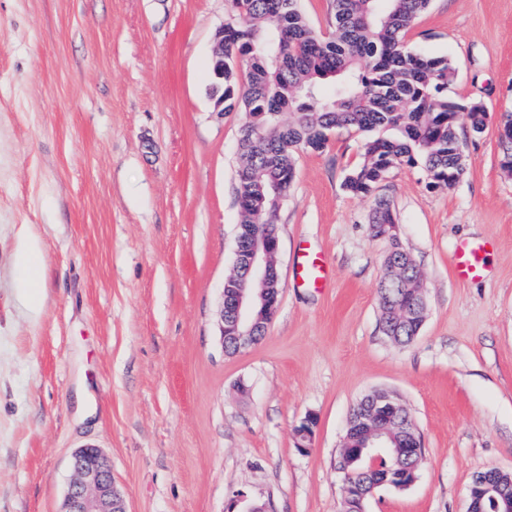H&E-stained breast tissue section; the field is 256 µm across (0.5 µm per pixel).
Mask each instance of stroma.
I'll list each match as a JSON object with an SVG mask.
<instances>
[{"label":"stroma","instance_id":"obj_1","mask_svg":"<svg viewBox=\"0 0 512 512\" xmlns=\"http://www.w3.org/2000/svg\"><path fill=\"white\" fill-rule=\"evenodd\" d=\"M226 13V0H0V512H60L88 445L130 512H341L349 412L379 389L415 420L422 458L408 489L365 512H467L478 473L512 474V176L496 127L466 136L449 188L404 165L371 196L346 193L356 132L301 152L274 217L279 307L258 344L225 354L245 118H216L209 95ZM406 40L452 62L449 96L512 111V0H431ZM379 198L425 289L407 346L379 328ZM467 242L490 245L477 280L453 267ZM306 250L326 287L300 278Z\"/></svg>","mask_w":512,"mask_h":512}]
</instances>
